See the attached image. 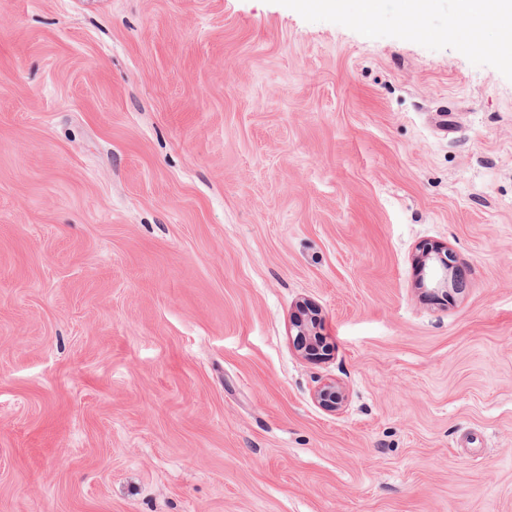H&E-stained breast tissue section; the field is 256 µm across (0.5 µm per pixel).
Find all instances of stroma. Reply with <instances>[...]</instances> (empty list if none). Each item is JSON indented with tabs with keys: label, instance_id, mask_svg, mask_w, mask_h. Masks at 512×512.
<instances>
[{
	"label": "stroma",
	"instance_id": "1",
	"mask_svg": "<svg viewBox=\"0 0 512 512\" xmlns=\"http://www.w3.org/2000/svg\"><path fill=\"white\" fill-rule=\"evenodd\" d=\"M456 7L0 0V512H512V65ZM380 0H303L301 2L318 11H334L364 20L373 19ZM401 18L412 20L420 16L430 14L437 0H396ZM442 252V247L422 248L415 258V263L419 270L420 287L430 288L433 293L441 292L447 295L451 283L455 288L457 282L451 276V267L441 255ZM295 328L297 329L296 336H299V338L302 341H305V343L308 342L309 349L314 351L316 355L311 356H318V355H327L328 353H323L329 351V347L325 344V339L323 336L319 334L317 331L318 328H320L321 325V319L318 317V314L311 313L310 316H307V318L303 317L302 315L296 318L294 321ZM320 351L322 353H320ZM314 399L323 409L336 411L342 407L345 393L335 382H325L315 390Z\"/></svg>",
	"mask_w": 512,
	"mask_h": 512
}]
</instances>
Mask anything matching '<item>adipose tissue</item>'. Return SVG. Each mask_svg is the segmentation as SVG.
Returning a JSON list of instances; mask_svg holds the SVG:
<instances>
[{
    "mask_svg": "<svg viewBox=\"0 0 512 512\" xmlns=\"http://www.w3.org/2000/svg\"><path fill=\"white\" fill-rule=\"evenodd\" d=\"M470 21L475 33L474 40H481L487 25L499 28L498 54L504 58L512 57V0H458L457 12L448 21L449 32H456L458 20Z\"/></svg>",
    "mask_w": 512,
    "mask_h": 512,
    "instance_id": "ef3b65f1",
    "label": "adipose tissue"
}]
</instances>
